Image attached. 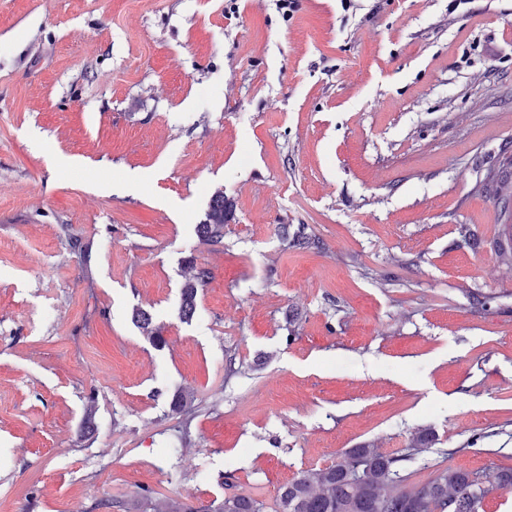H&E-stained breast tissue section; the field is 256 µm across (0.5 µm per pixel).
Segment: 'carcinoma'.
I'll return each instance as SVG.
<instances>
[{
	"label": "carcinoma",
	"instance_id": "carcinoma-1",
	"mask_svg": "<svg viewBox=\"0 0 512 512\" xmlns=\"http://www.w3.org/2000/svg\"><path fill=\"white\" fill-rule=\"evenodd\" d=\"M483 191L493 200L498 220L512 223V157L500 160L497 172L484 184ZM231 204L224 193H215L205 223L198 225L203 240L218 246L224 240V224ZM212 278L207 267L195 269L191 280L180 291L181 315L188 320L196 312L198 290ZM134 319L156 347L165 345L160 329L142 309ZM411 453L382 454L368 444L348 448L336 461L315 470L300 471L279 489V512H479L488 490H477L469 472L442 469L429 480L411 484L404 462ZM257 499L228 493L211 512H263Z\"/></svg>",
	"mask_w": 512,
	"mask_h": 512
}]
</instances>
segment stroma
<instances>
[{"mask_svg": "<svg viewBox=\"0 0 512 512\" xmlns=\"http://www.w3.org/2000/svg\"><path fill=\"white\" fill-rule=\"evenodd\" d=\"M448 5L0 0V512H276L423 430L413 480L512 512V265L476 191L512 156V0ZM231 204L224 197L223 192H217L213 195L207 218L204 224L198 225V233L203 240L213 246H218L224 240V224L228 221ZM212 278V272L209 268H195V273L191 280L187 281L180 291L181 315L183 319L189 320L196 312V298L199 288L206 286ZM210 506L211 512H263L264 505L257 499L240 493L224 494V499Z\"/></svg>", "mask_w": 512, "mask_h": 512, "instance_id": "stroma-1", "label": "stroma"}]
</instances>
